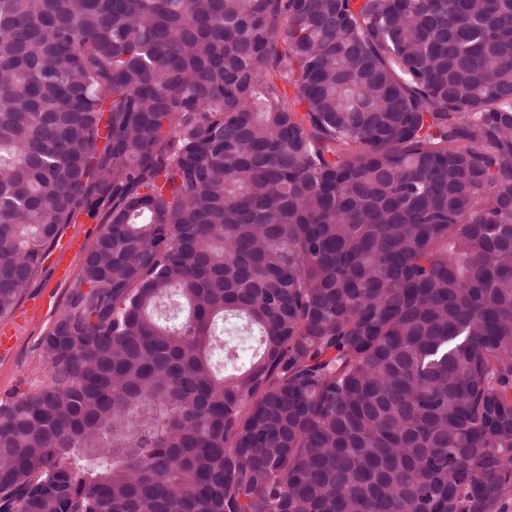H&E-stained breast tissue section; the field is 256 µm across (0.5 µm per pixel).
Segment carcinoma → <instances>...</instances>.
Returning <instances> with one entry per match:
<instances>
[{"mask_svg":"<svg viewBox=\"0 0 512 512\" xmlns=\"http://www.w3.org/2000/svg\"><path fill=\"white\" fill-rule=\"evenodd\" d=\"M80 214L0 512H503L512 0H0V316ZM99 226V220L96 221L95 219H87L86 216L81 215L75 224H64L61 228L60 236L65 235L67 233H72L73 231L78 229L81 232L84 239L86 240L85 249H88L92 245L97 235Z\"/></svg>","mask_w":512,"mask_h":512,"instance_id":"obj_1","label":"carcinoma"}]
</instances>
